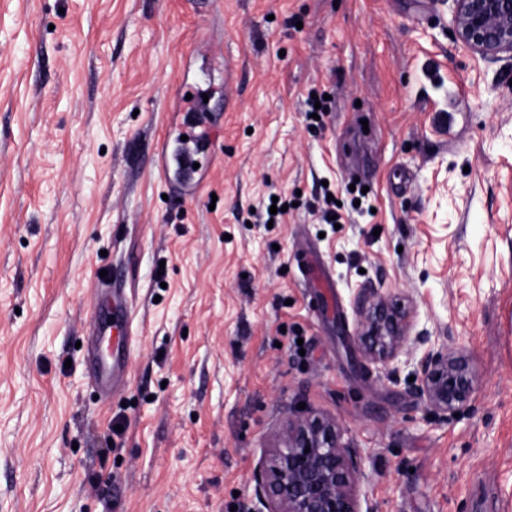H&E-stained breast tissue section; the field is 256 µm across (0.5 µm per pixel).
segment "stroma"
<instances>
[{"label": "stroma", "instance_id": "obj_1", "mask_svg": "<svg viewBox=\"0 0 512 512\" xmlns=\"http://www.w3.org/2000/svg\"><path fill=\"white\" fill-rule=\"evenodd\" d=\"M452 29L449 0H0V512H256L296 400L374 512H512V57ZM195 83L221 137L181 194L155 159ZM104 270L115 392L86 364ZM360 288L468 359L470 410L366 365ZM127 343L118 339L115 349L112 350V366L105 361L98 362V368L95 373V382L98 387L103 389L116 386L121 378L125 367L129 363V350L126 348Z\"/></svg>", "mask_w": 512, "mask_h": 512}]
</instances>
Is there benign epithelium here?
Wrapping results in <instances>:
<instances>
[{"label":"benign epithelium","mask_w":512,"mask_h":512,"mask_svg":"<svg viewBox=\"0 0 512 512\" xmlns=\"http://www.w3.org/2000/svg\"><path fill=\"white\" fill-rule=\"evenodd\" d=\"M456 40L483 57L512 56V0H451ZM353 308L363 358L389 381L406 370L418 396L448 421L474 401V377L446 336H410L409 314L379 288L357 289ZM424 347L422 355L408 342ZM257 512H374L362 508L367 474L362 450L344 439L334 418L293 404L279 443L253 471Z\"/></svg>","instance_id":"7a95c632"}]
</instances>
